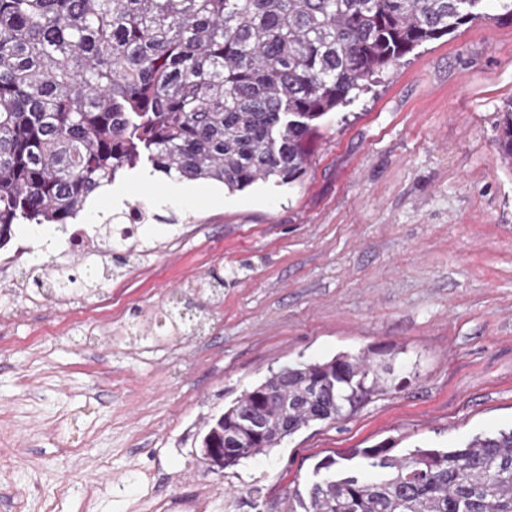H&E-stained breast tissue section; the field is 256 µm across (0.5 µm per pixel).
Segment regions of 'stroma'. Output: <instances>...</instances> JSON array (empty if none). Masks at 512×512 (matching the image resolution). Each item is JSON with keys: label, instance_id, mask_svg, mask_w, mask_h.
<instances>
[{"label": "stroma", "instance_id": "35a3bbf8", "mask_svg": "<svg viewBox=\"0 0 512 512\" xmlns=\"http://www.w3.org/2000/svg\"><path fill=\"white\" fill-rule=\"evenodd\" d=\"M512 20L425 43L319 122L301 178L228 192L150 164L80 224L140 206L147 255L87 268L53 224L0 265V512H286L322 459L464 446L512 428ZM82 280L67 307L39 266ZM380 353L385 388L215 473L208 422L273 371ZM498 138L501 158L512 167V101L502 112Z\"/></svg>", "mask_w": 512, "mask_h": 512}]
</instances>
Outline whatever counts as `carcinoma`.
I'll return each mask as SVG.
<instances>
[{
	"instance_id": "carcinoma-1",
	"label": "carcinoma",
	"mask_w": 512,
	"mask_h": 512,
	"mask_svg": "<svg viewBox=\"0 0 512 512\" xmlns=\"http://www.w3.org/2000/svg\"><path fill=\"white\" fill-rule=\"evenodd\" d=\"M489 0H0V249L17 224H69L97 190L145 160L230 192L293 182L318 120L423 44L483 16ZM499 153L512 166V103ZM330 400H310L308 381ZM271 389L275 397L260 398ZM380 388L364 356L283 367L244 392L202 438L225 467L312 423L336 421ZM256 410L264 434L234 448ZM384 442L333 469L287 512H512V428L461 448Z\"/></svg>"
}]
</instances>
